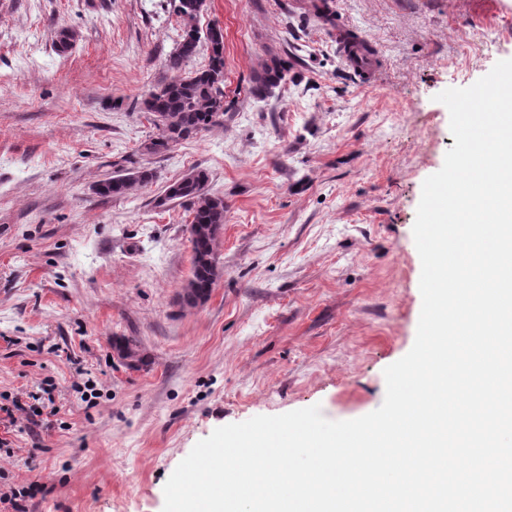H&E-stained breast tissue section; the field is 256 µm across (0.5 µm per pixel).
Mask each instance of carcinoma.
I'll use <instances>...</instances> for the list:
<instances>
[{"mask_svg":"<svg viewBox=\"0 0 512 512\" xmlns=\"http://www.w3.org/2000/svg\"><path fill=\"white\" fill-rule=\"evenodd\" d=\"M206 0H178L177 14L183 18L184 28L175 50L166 59V67L181 71L198 53L200 43L189 39L196 30L195 21L205 10ZM207 64L191 76L177 77L160 87V94L142 99L143 109L158 115L161 128L157 137L143 144L144 152L159 154L172 145L200 132L220 126L216 114L224 110V35L219 33L207 40ZM288 64L274 59L254 71L250 78L251 94L262 99L285 81ZM156 173L140 168L133 173L119 174L97 184V193L105 197H124L137 186L153 182ZM210 177L205 169L194 168L164 191L160 204L180 201L189 206L192 213L189 232L192 247V278L184 289L182 301L194 307L209 297L220 278L218 241L224 227V198L211 194ZM113 346L122 348L126 357L136 365H144L138 343L129 337H120Z\"/></svg>","mask_w":512,"mask_h":512,"instance_id":"carcinoma-1","label":"carcinoma"}]
</instances>
